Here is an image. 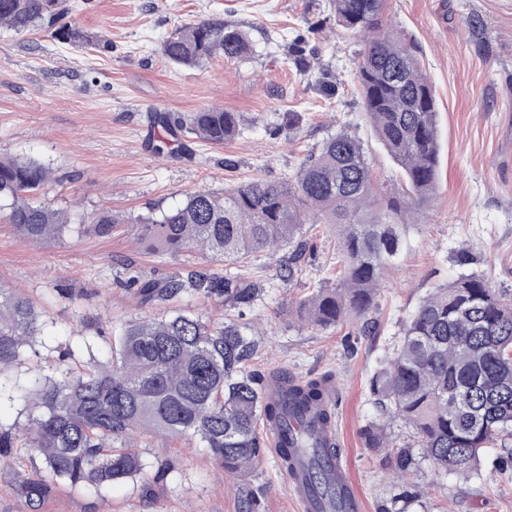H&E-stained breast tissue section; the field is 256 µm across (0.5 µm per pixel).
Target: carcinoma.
<instances>
[{"label":"carcinoma","instance_id":"carcinoma-1","mask_svg":"<svg viewBox=\"0 0 512 512\" xmlns=\"http://www.w3.org/2000/svg\"><path fill=\"white\" fill-rule=\"evenodd\" d=\"M382 2L332 0L336 24L373 32ZM61 6V0H0V26L41 29L54 23ZM250 49L246 33L210 19L179 27L162 43L163 55L176 65L216 55L242 58ZM356 79L378 140L402 170L403 197H376L363 144L341 130L287 180H252L222 196L198 190L139 217L141 239L160 255L200 252L226 261L286 245L291 253L281 279L289 281L305 257L303 225L333 224L342 275L336 286H320L299 301L302 321L327 329L352 318L360 335H378L369 313L381 276L403 249L410 204L426 201L436 188L437 108L415 47L398 37L373 39ZM160 120L175 135L214 145L241 131L237 113L222 109ZM50 177L51 168L35 159L0 158V212L31 240L58 238L70 228L68 211L37 200ZM90 223L109 235L125 220L102 210ZM128 287L140 306L158 314L123 322L103 363L74 368L61 358L52 374L33 375L25 399L37 413L23 425L0 426L1 469L12 467L20 450L41 457V467L15 486L28 512H40L50 489L61 484L100 492L138 477L142 491L152 492L175 471L176 460L157 462L152 480L143 479L137 440L147 433L197 438L224 472L250 471L265 454L258 423L266 418L283 427L284 459L292 448L308 449V486L329 499L332 512H346L345 496L330 478L337 447L312 439L315 426L335 421L323 407L329 378L299 381L282 373L275 376L282 396L270 401L250 377L260 342L247 332L245 316L268 285L191 271L164 280L138 273ZM186 299L215 302L236 315L215 323L188 307H172ZM43 333L41 315L24 291L0 285V372L20 362ZM369 391L381 414L414 431L416 447L393 448L382 421L363 429L367 447L389 449L399 479L425 461L437 476H477L485 449L495 444L501 452L492 470L512 478V298L474 271L436 285L381 349ZM417 495L404 484L380 512H401L396 504Z\"/></svg>","mask_w":512,"mask_h":512}]
</instances>
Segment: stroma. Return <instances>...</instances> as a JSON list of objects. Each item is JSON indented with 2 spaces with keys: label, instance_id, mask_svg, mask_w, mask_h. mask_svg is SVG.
I'll list each match as a JSON object with an SVG mask.
<instances>
[{
  "label": "stroma",
  "instance_id": "35a3bbf8",
  "mask_svg": "<svg viewBox=\"0 0 512 512\" xmlns=\"http://www.w3.org/2000/svg\"><path fill=\"white\" fill-rule=\"evenodd\" d=\"M66 4L63 23L74 40L48 29H0V157L50 164L54 181L43 200L75 220L64 238L32 241L0 216V284L24 289L46 322L24 365L0 372V424L26 423L28 406L14 392L29 372L56 364L63 350L77 361L105 358L120 320L143 314L124 286L130 269L159 280L179 271L241 273L273 284L248 317L262 338L250 365L255 383L279 372L299 380L333 375L342 456L365 512H378L397 489L385 452L365 447L362 436L378 417L369 394L377 344L351 322L320 330L299 318V300L341 273L335 228L305 225V258L284 282L289 248L241 262L157 256L134 243L130 222L195 190L220 195L253 179H288L343 128L363 141L376 194L401 192V170L378 141L355 78L364 38L337 25L330 0ZM207 18L246 32L252 54L169 63L163 38ZM382 31L417 48L435 92L441 145L437 190L413 210L406 248L385 270L371 313L387 338L431 288L459 273V247L469 248L472 270L512 296V0H383ZM210 107L238 113L241 134L221 145L183 138L169 153H154L153 143L169 135L158 114ZM102 209L124 218L119 231H94L89 217ZM139 444L147 468L178 462L153 499L135 480L100 493L57 486L41 512H239L246 489L260 494L262 512H297L273 453L235 476L197 439L149 434ZM412 483L422 495L406 512H512V480L486 470L465 479L424 465Z\"/></svg>",
  "mask_w": 512,
  "mask_h": 512
}]
</instances>
